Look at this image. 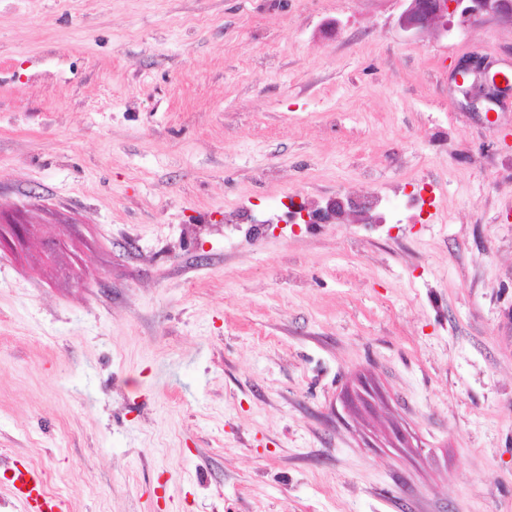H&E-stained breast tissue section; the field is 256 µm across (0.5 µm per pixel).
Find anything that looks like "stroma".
<instances>
[{
    "label": "stroma",
    "mask_w": 512,
    "mask_h": 512,
    "mask_svg": "<svg viewBox=\"0 0 512 512\" xmlns=\"http://www.w3.org/2000/svg\"><path fill=\"white\" fill-rule=\"evenodd\" d=\"M401 0H0V512H512V90ZM429 184L425 223L226 211ZM493 62L482 57H465L460 59L452 72L453 91L463 95L470 106L475 108L478 102L497 103L508 90L502 82L496 83L490 78ZM21 466V467H20ZM29 483L32 487L28 488ZM13 495L24 506V512H65L64 502L43 491V479L34 468L20 464L15 467Z\"/></svg>",
    "instance_id": "obj_1"
}]
</instances>
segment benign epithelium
<instances>
[{"label": "benign epithelium", "mask_w": 512, "mask_h": 512, "mask_svg": "<svg viewBox=\"0 0 512 512\" xmlns=\"http://www.w3.org/2000/svg\"><path fill=\"white\" fill-rule=\"evenodd\" d=\"M399 27L412 36L442 28L450 31L453 26L465 28L487 19L512 25V0H402ZM493 62L482 57L460 59L452 72V90L463 95L470 106L479 102L497 103L507 91L490 76ZM345 207L339 198H332L319 209H304L296 216L299 224H333Z\"/></svg>", "instance_id": "obj_1"}]
</instances>
